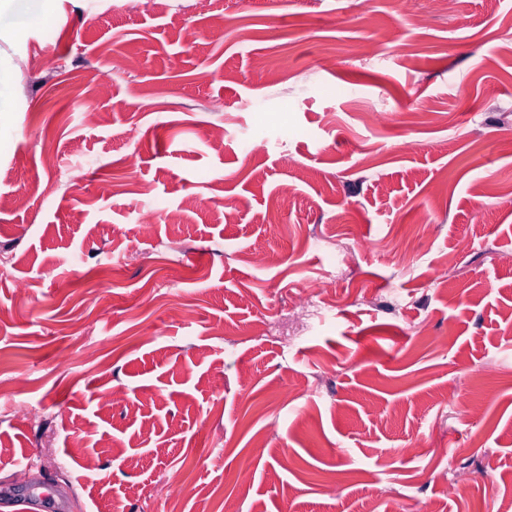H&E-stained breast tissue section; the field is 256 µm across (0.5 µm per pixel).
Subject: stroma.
<instances>
[{"label": "stroma", "mask_w": 512, "mask_h": 512, "mask_svg": "<svg viewBox=\"0 0 512 512\" xmlns=\"http://www.w3.org/2000/svg\"><path fill=\"white\" fill-rule=\"evenodd\" d=\"M167 2L0 15L11 506L512 512V0Z\"/></svg>", "instance_id": "35a3bbf8"}]
</instances>
